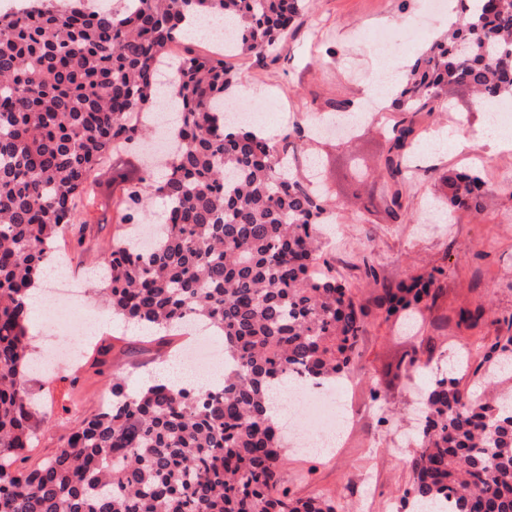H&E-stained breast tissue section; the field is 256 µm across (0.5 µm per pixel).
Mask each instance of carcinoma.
<instances>
[{
    "instance_id": "carcinoma-1",
    "label": "carcinoma",
    "mask_w": 512,
    "mask_h": 512,
    "mask_svg": "<svg viewBox=\"0 0 512 512\" xmlns=\"http://www.w3.org/2000/svg\"><path fill=\"white\" fill-rule=\"evenodd\" d=\"M307 0H126L91 10L38 0L30 16L0 14V512H336L325 496L282 487L288 446L273 393L294 375L312 386L351 372L366 314L350 288L316 271L333 197L281 155L305 137L294 121L274 138L224 122V59L182 41L184 22L226 16L229 55L275 62ZM448 32L419 54L392 100L396 112L381 166L385 211L413 217L405 159L419 115L447 105L450 85L479 102L512 99V0H457ZM178 106V147L156 180L112 166L120 223H153L160 243L131 252L120 238L103 258L112 316L168 332L184 316L216 328L235 360L217 394L162 382L129 393L112 378V408L78 422L33 469L37 440L27 387L30 287L60 254L78 205L93 207L91 172L146 132L164 68ZM431 204L443 219L483 211L490 186L476 169H450ZM365 271L379 283L375 267ZM436 277L390 288L386 317L432 308ZM472 375L512 361V316L495 320ZM484 324L462 309L458 325ZM404 500L413 512H512V393L493 399L437 378L423 409Z\"/></svg>"
}]
</instances>
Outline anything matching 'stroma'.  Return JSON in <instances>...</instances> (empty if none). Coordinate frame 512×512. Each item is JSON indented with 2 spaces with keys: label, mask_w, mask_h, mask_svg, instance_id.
<instances>
[{
  "label": "stroma",
  "mask_w": 512,
  "mask_h": 512,
  "mask_svg": "<svg viewBox=\"0 0 512 512\" xmlns=\"http://www.w3.org/2000/svg\"><path fill=\"white\" fill-rule=\"evenodd\" d=\"M423 0H312L283 44L278 62H259L240 55L231 59L233 83L227 90L237 111L255 112L260 125L279 133L285 122L271 102L280 98L295 117L323 110L330 98L357 104L367 100L370 83L381 80L386 67L406 70L448 24L447 13L429 18L414 45H407L406 25L415 21ZM389 42L388 53L375 49ZM450 114L439 113L420 123L423 160L412 165L405 190L414 206H423L436 194V178L448 169L478 167L488 183L501 172L512 171V149H493L481 142L483 117L476 112L468 88L449 87ZM372 123L355 124L351 142L337 137L304 142L310 164L331 162L341 166L350 150L359 151L370 168L362 193L386 195L388 185L377 172L385 149L384 133L394 114L378 106ZM463 123L453 144L434 154V135L448 129L450 119ZM342 216L326 249V258L339 281L349 285L355 301L367 312V331L360 339L353 365L362 374L358 383L341 380L329 392L344 405H372V418L358 423L343 445L321 454L288 448L282 479L292 496L324 494L333 497L338 512H408L402 496L411 481V449L396 441L407 424L417 391L434 376L450 371L457 353L470 354L471 364L482 357L480 336L495 334L496 319L512 315V195L496 191L481 214L458 213L452 223L425 221L397 223L377 208L364 220L355 213L359 200L339 195ZM120 224H90L84 233L67 231L61 247L71 260V275L101 265L104 250ZM369 252L381 278L411 281L437 273V304L417 315L414 325L404 318L387 316L378 305L379 292L368 279L360 260ZM81 306L96 331L88 339L79 364L42 380L39 393L46 414L39 427V441L26 460L34 465L54 448L82 418L99 408L97 395L110 391L113 376H120L134 390L151 378L162 364L166 350L140 342L139 331L113 318L93 281L83 283ZM485 308L481 330L456 325L462 308ZM430 358L423 375L406 377L397 364L403 352Z\"/></svg>",
  "instance_id": "stroma-1"
}]
</instances>
